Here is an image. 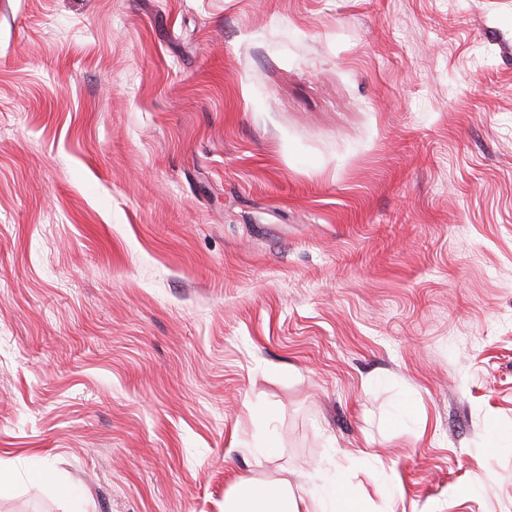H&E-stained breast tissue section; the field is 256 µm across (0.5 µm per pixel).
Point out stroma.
<instances>
[{"label": "stroma", "instance_id": "35a3bbf8", "mask_svg": "<svg viewBox=\"0 0 512 512\" xmlns=\"http://www.w3.org/2000/svg\"><path fill=\"white\" fill-rule=\"evenodd\" d=\"M0 468L512 512V0H0Z\"/></svg>", "mask_w": 512, "mask_h": 512}]
</instances>
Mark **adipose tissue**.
<instances>
[{
    "label": "adipose tissue",
    "instance_id": "obj_1",
    "mask_svg": "<svg viewBox=\"0 0 512 512\" xmlns=\"http://www.w3.org/2000/svg\"><path fill=\"white\" fill-rule=\"evenodd\" d=\"M355 499V491L341 476L326 487L324 497L302 501L296 500L284 481L244 484L226 499L224 512H352Z\"/></svg>",
    "mask_w": 512,
    "mask_h": 512
}]
</instances>
